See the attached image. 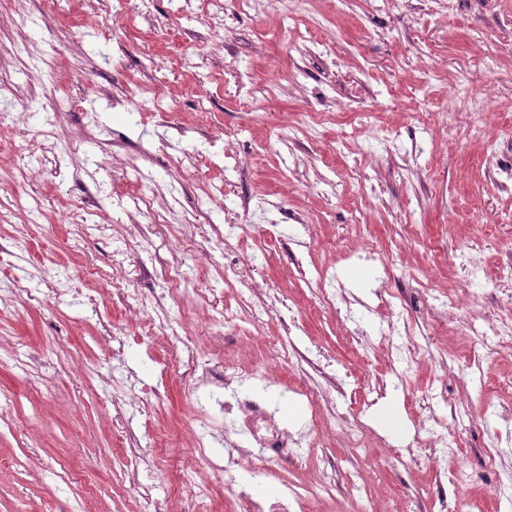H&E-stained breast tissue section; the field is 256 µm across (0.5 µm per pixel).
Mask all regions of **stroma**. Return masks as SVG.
<instances>
[{
    "mask_svg": "<svg viewBox=\"0 0 512 512\" xmlns=\"http://www.w3.org/2000/svg\"><path fill=\"white\" fill-rule=\"evenodd\" d=\"M116 10V0H94L88 19L77 0H57L51 13L34 0L24 24L14 0H0V164L26 174L15 191L0 190V281L42 294L0 311V392L13 396L0 418V512H84L90 499L96 512H124L133 497L146 512L180 510L186 461L160 447L197 426V398L163 337L148 350L127 335L118 361L99 342L130 325V307L150 312L149 290L163 286L129 278L126 304L112 301V228L127 223L139 194L175 225L244 227L231 244L241 281L225 280L224 251L205 238L182 247L176 236L155 237L137 255L141 266L178 246L187 283L222 313L247 311L248 284L273 289L281 317L299 320L298 343H317L335 367L365 375L355 397L336 399L349 428L366 426L365 446L343 434L309 439V466L336 470L334 504L313 502L309 512H349L358 496L375 512H512V498L495 494L512 472V421L496 409L512 357L489 361L463 330L467 320L512 311V287L499 278L512 261V192L496 175L512 166V53L501 50L512 43V0H399L390 9L378 0H290L264 16L247 0H224L216 29L208 0H152L149 16L130 12L119 24ZM462 73L467 92L498 102L481 142L446 110ZM28 74L26 113L10 118L2 84ZM117 88L134 94L139 112L112 106L106 94ZM308 112L318 123L299 133ZM228 141L247 164L225 158ZM183 151L194 177L173 164ZM261 198L262 214L253 207ZM269 224L282 226L288 244L269 241L253 258ZM356 224L367 248L387 256L385 276L360 259ZM477 234L483 271L469 279L455 258ZM314 278L345 290L351 327L320 308ZM449 285L466 286L481 305L454 309L445 337L424 344L412 368L390 372L373 340L379 289L414 297L411 315L426 325L429 298ZM169 316L187 323L206 355L245 361L196 316L175 306ZM22 360L35 362L33 381L21 379ZM469 361L482 363V382L463 376ZM443 372L449 399L473 418L445 427L450 448L405 457L414 434L443 428L448 410L429 391ZM104 375L164 380L161 409L113 421ZM489 447L498 468L485 465ZM133 460L139 476L130 484L121 474ZM457 461L469 484L439 486L436 469Z\"/></svg>",
    "mask_w": 512,
    "mask_h": 512,
    "instance_id": "obj_1",
    "label": "stroma"
}]
</instances>
